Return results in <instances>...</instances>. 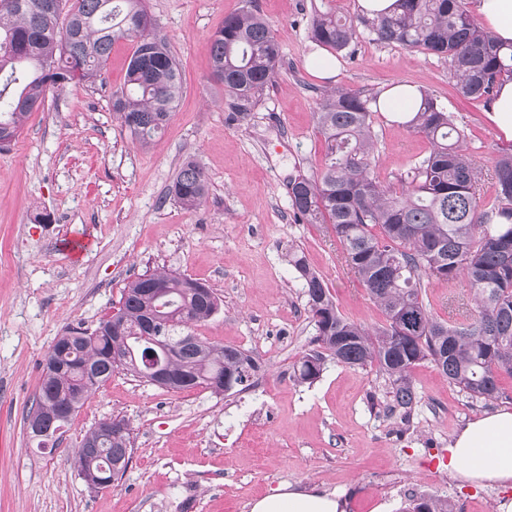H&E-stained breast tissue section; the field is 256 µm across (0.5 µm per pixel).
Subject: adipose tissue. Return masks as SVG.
I'll list each match as a JSON object with an SVG mask.
<instances>
[{
  "label": "adipose tissue",
  "mask_w": 512,
  "mask_h": 512,
  "mask_svg": "<svg viewBox=\"0 0 512 512\" xmlns=\"http://www.w3.org/2000/svg\"><path fill=\"white\" fill-rule=\"evenodd\" d=\"M482 24L512 43V0H474ZM449 474L482 483H512V411L500 410L470 421L449 449ZM251 512H343L335 494L279 487L252 505Z\"/></svg>",
  "instance_id": "adipose-tissue-1"
}]
</instances>
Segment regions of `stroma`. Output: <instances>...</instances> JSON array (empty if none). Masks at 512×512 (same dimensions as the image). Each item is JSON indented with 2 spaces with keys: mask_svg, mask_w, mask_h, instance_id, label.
<instances>
[{
  "mask_svg": "<svg viewBox=\"0 0 512 512\" xmlns=\"http://www.w3.org/2000/svg\"><path fill=\"white\" fill-rule=\"evenodd\" d=\"M250 2L270 22L282 63L249 118L231 124L232 100L210 77L211 37ZM326 3L356 13L355 0H146L182 69L183 93L164 133L139 147L113 115L112 94L134 50L121 40L99 80L52 89L0 151V512H166L172 502L183 512H251L287 484L339 494L345 512H405L420 497L499 512L512 501V486L431 466L468 422L512 410V379L485 402L423 361L411 372L415 401L405 411L374 365L329 361L313 383L292 378L315 329L289 249L303 251L344 317L369 329L384 321L327 225L306 223L291 208L290 180L317 174L323 163L315 118L323 96L343 88L376 97L400 82L435 96L467 134L484 204L497 159L512 150L487 103L457 94L446 59L364 34L340 53L337 74L320 78L313 63L324 50L310 41L307 23ZM372 120L378 179L409 183L429 142L381 112ZM189 158L209 185L195 209L168 194ZM86 233L94 244L81 258L59 250L63 236ZM156 269L200 280L220 298V311L189 331L253 351L262 365L255 386L229 395L172 392L116 372L38 449L25 417L56 338L70 327L95 329L117 311L129 281ZM423 284L441 320L455 323L476 308L464 282ZM115 417L132 428V458L114 486L94 490L75 453L89 429Z\"/></svg>",
  "mask_w": 512,
  "mask_h": 512,
  "instance_id": "stroma-1",
  "label": "stroma"
}]
</instances>
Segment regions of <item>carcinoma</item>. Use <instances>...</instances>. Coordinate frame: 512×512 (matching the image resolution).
<instances>
[{"mask_svg": "<svg viewBox=\"0 0 512 512\" xmlns=\"http://www.w3.org/2000/svg\"><path fill=\"white\" fill-rule=\"evenodd\" d=\"M43 0H0V149L11 144L50 88L95 82L112 45L135 41L124 87L113 93L112 108L121 125L142 147L161 135L182 91L179 62L166 40L149 33L143 0H57L53 11ZM373 40L417 48L448 59L457 92L467 99L491 100L496 85L512 78V45L478 26L465 0H397L388 16L369 20L341 16L332 7L315 12L309 38L338 54L363 32ZM281 59L270 23L252 10L224 17L211 37V75L234 99L230 119L242 121L272 83ZM372 99L360 91L338 89L316 112L326 142L324 163L313 178L289 183L296 215L310 224H329L344 259L385 317L369 330L337 309L322 277L305 256L291 263L305 281L307 307L318 348L302 356L294 377L311 383L330 359L348 366L375 364L388 377L397 406L415 400L410 380L414 366L433 363L448 381L475 399L498 397L500 376H512V155L495 164V197L481 209V172L469 158L466 133L454 116L427 92L418 112L403 126L424 135L429 153L414 164L409 186L397 191L375 175L376 141ZM208 181L195 161L181 165L169 194L186 208L205 201ZM498 217L502 222L491 223ZM450 284L462 279L477 303L465 321L449 324L435 317L422 298L424 277ZM221 301L204 283L185 275L156 271L131 280L123 290L119 335L112 319L92 331L69 329L52 346L55 371L43 370L26 423L38 421L44 435L38 447L63 427L56 407L69 392L72 413L116 371L145 378L137 363L146 345L143 322L158 317L160 340L176 342L189 324L209 320ZM179 381L167 390L202 387L217 395L253 387L261 370L248 350L200 338L180 346ZM89 388L72 389L82 372ZM131 428L111 434L106 425L87 432L76 463L83 479L108 488L131 459ZM407 512H451L446 499L420 498Z\"/></svg>", "mask_w": 512, "mask_h": 512, "instance_id": "cac0c4a2", "label": "carcinoma"}]
</instances>
